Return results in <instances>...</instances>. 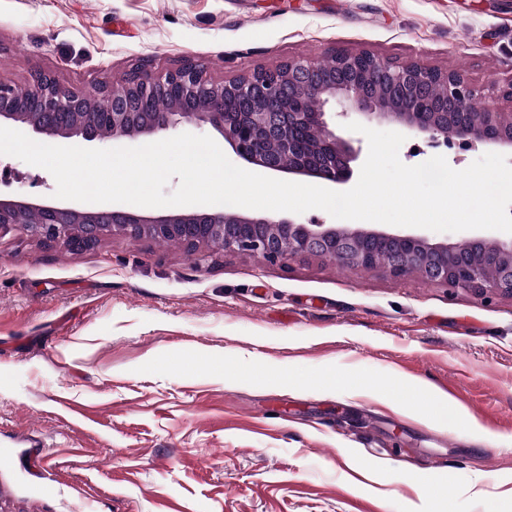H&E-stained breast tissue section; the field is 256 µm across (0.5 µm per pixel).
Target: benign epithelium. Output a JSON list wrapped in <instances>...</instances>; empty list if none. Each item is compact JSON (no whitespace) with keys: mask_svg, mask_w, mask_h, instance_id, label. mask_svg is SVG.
<instances>
[{"mask_svg":"<svg viewBox=\"0 0 512 512\" xmlns=\"http://www.w3.org/2000/svg\"><path fill=\"white\" fill-rule=\"evenodd\" d=\"M485 96L486 89L456 70L397 63L368 50L335 51L328 59L292 57L222 82L208 80L203 67L188 58L164 73L135 68L94 96L78 94L44 71L23 91L0 82V124L11 123L40 140L109 141L197 123L217 130L248 164L342 183L351 175L350 148L328 130L322 107L330 100L338 98L369 119L402 124L433 146L452 135L462 145L512 148L511 112L468 111ZM229 97L247 109L225 111ZM307 133L314 137L303 152L299 140ZM8 226L71 249L94 246L112 227L133 238L176 239L192 255L207 246L269 263L330 256L348 269H379L396 279L416 275L478 296L512 298V239L474 237L469 250L414 234L248 218L226 207L154 217L122 206L0 200V230Z\"/></svg>","mask_w":512,"mask_h":512,"instance_id":"benign-epithelium-1","label":"benign epithelium"}]
</instances>
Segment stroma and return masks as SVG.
Masks as SVG:
<instances>
[{
    "label": "stroma",
    "mask_w": 512,
    "mask_h": 512,
    "mask_svg": "<svg viewBox=\"0 0 512 512\" xmlns=\"http://www.w3.org/2000/svg\"><path fill=\"white\" fill-rule=\"evenodd\" d=\"M367 49L512 80V0H0V82L92 95L141 63L214 81ZM329 130L364 121L330 101ZM485 144L428 146L456 170ZM2 199L53 201L0 155ZM446 395L459 417L434 402ZM0 512H512V298L106 232L0 231Z\"/></svg>",
    "instance_id": "stroma-1"
}]
</instances>
